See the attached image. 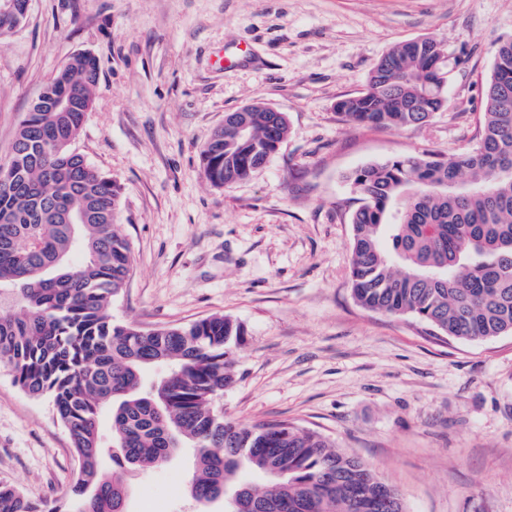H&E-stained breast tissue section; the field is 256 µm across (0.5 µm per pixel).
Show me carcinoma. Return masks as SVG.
<instances>
[{
  "label": "carcinoma",
  "instance_id": "cac0c4a2",
  "mask_svg": "<svg viewBox=\"0 0 512 512\" xmlns=\"http://www.w3.org/2000/svg\"><path fill=\"white\" fill-rule=\"evenodd\" d=\"M443 41H402L371 68L364 91L336 102L345 120L386 129L426 123L448 108ZM99 64L74 55L45 85L77 101L68 112L33 106L0 165V367L26 393L50 398L79 459L66 510L0 482V512H126L128 486L112 469L141 470L194 449L191 496L228 495L237 512H375L399 496L364 460L287 421L241 426L215 400L235 383L239 323L215 314L144 331L109 312L131 271L116 224L120 186L71 144L94 102ZM512 38L498 42L482 134L471 150L370 163L350 176L362 204L352 224L351 284L364 308L409 316L459 340L512 333ZM421 105L424 112L412 108ZM201 151L206 180L230 187L291 133L286 113L253 102L225 114ZM248 124L246 136L237 125ZM88 210L86 224L60 214ZM164 373L149 382L146 373ZM111 413L112 441L101 418Z\"/></svg>",
  "mask_w": 512,
  "mask_h": 512
}]
</instances>
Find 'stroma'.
Returning a JSON list of instances; mask_svg holds the SVG:
<instances>
[{"instance_id":"35a3bbf8","label":"stroma","mask_w":512,"mask_h":512,"mask_svg":"<svg viewBox=\"0 0 512 512\" xmlns=\"http://www.w3.org/2000/svg\"><path fill=\"white\" fill-rule=\"evenodd\" d=\"M442 40L449 108L398 130L337 115L394 44ZM512 0H30L0 38V163L44 84L75 54L100 78L75 152L121 186L132 271L114 320L144 330L214 314L240 323L219 400L249 426L288 421L366 461L406 512H512V334L463 341L363 308L349 281V175L476 146ZM262 102L291 133L267 164L209 184L204 143ZM79 460L47 398L0 370V481L65 505ZM190 451L124 473L127 512H224L188 493Z\"/></svg>"}]
</instances>
